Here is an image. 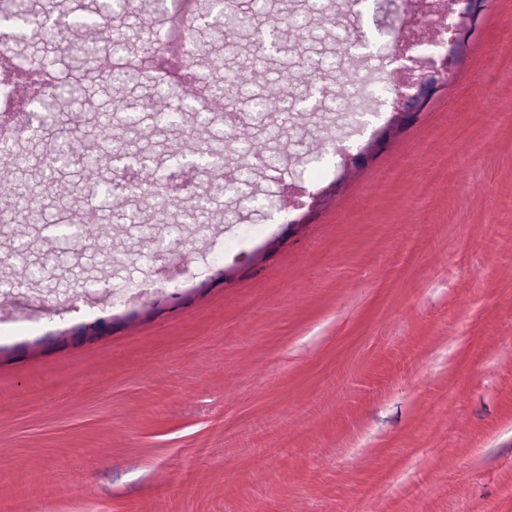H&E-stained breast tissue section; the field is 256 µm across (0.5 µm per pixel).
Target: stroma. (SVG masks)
<instances>
[{
  "mask_svg": "<svg viewBox=\"0 0 512 512\" xmlns=\"http://www.w3.org/2000/svg\"><path fill=\"white\" fill-rule=\"evenodd\" d=\"M331 24L292 58L333 62L318 82L328 101L356 93L347 127L348 174L333 181L340 112L269 115L273 168L231 153L251 196L218 190L204 166L191 193L209 198L208 227L174 232L180 212L148 214L170 247L157 260L127 220L84 191L70 168L65 195L44 192L49 137L12 132L32 158L39 203L96 211L109 251L57 264L37 224H0V259L28 246L34 280L26 310L0 315V505L11 512H512V0H463L447 80L419 106L393 108L405 85L387 71V34L405 22L399 0H337ZM67 32L17 46L20 62L67 73ZM253 38L228 57L214 46L200 77L215 83L248 66ZM154 74L95 86L96 111L154 94ZM394 112L380 123L379 112ZM192 118L116 128L125 166L151 155L175 169ZM321 139L326 154L303 159ZM478 145L469 154V145ZM237 211L228 224L224 213ZM179 268L140 307L92 310L105 289L135 288Z\"/></svg>",
  "mask_w": 512,
  "mask_h": 512,
  "instance_id": "1",
  "label": "stroma"
}]
</instances>
